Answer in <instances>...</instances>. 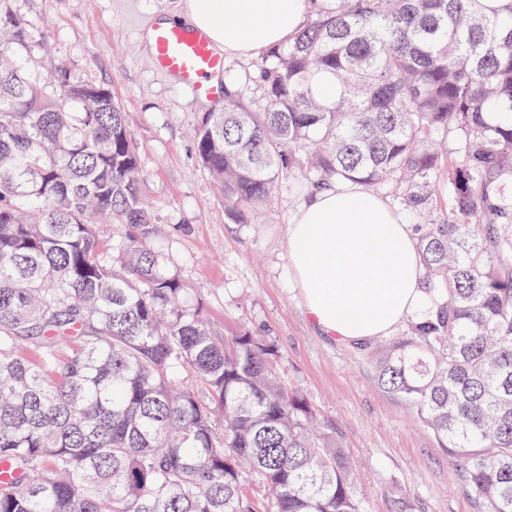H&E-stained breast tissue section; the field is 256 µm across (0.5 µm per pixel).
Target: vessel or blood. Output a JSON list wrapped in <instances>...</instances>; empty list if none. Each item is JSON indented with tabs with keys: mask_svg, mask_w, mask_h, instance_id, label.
<instances>
[{
	"mask_svg": "<svg viewBox=\"0 0 512 512\" xmlns=\"http://www.w3.org/2000/svg\"><path fill=\"white\" fill-rule=\"evenodd\" d=\"M152 61L175 75L191 96L208 100L219 87L216 79L224 70V55L200 30L179 25H159L151 34Z\"/></svg>",
	"mask_w": 512,
	"mask_h": 512,
	"instance_id": "obj_1",
	"label": "vessel or blood"
}]
</instances>
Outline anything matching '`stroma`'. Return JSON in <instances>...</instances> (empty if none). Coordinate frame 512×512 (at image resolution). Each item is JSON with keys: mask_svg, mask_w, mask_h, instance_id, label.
Returning <instances> with one entry per match:
<instances>
[{"mask_svg": "<svg viewBox=\"0 0 512 512\" xmlns=\"http://www.w3.org/2000/svg\"><path fill=\"white\" fill-rule=\"evenodd\" d=\"M181 0H12L35 38L33 75L66 61L74 80L108 88L136 145L142 194L164 228L159 247L218 336L247 330L270 346L272 369L335 423L357 464L363 512H481L455 462L438 448L411 404L374 381L350 345L323 336L306 318L292 280L286 227L309 198L281 174L269 202L228 219L203 171L192 132L222 101L189 96L154 67L147 32Z\"/></svg>", "mask_w": 512, "mask_h": 512, "instance_id": "35a3bbf8", "label": "stroma"}]
</instances>
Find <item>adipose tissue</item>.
Masks as SVG:
<instances>
[{
	"mask_svg": "<svg viewBox=\"0 0 512 512\" xmlns=\"http://www.w3.org/2000/svg\"><path fill=\"white\" fill-rule=\"evenodd\" d=\"M182 2L158 23L202 30L229 56L284 44L306 20V0ZM286 250L308 320L334 341L391 335L430 306L412 226L362 185L316 193L289 224Z\"/></svg>",
	"mask_w": 512,
	"mask_h": 512,
	"instance_id": "ef3b65f1",
	"label": "adipose tissue"
}]
</instances>
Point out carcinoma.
Segmentation results:
<instances>
[{"label": "carcinoma", "instance_id": "cac0c4a2", "mask_svg": "<svg viewBox=\"0 0 512 512\" xmlns=\"http://www.w3.org/2000/svg\"><path fill=\"white\" fill-rule=\"evenodd\" d=\"M2 32L0 512H361L335 426L167 270L111 92L64 61L31 75L10 0ZM194 143L231 217L285 167L411 214L429 311L356 349L484 512H512V0H309ZM102 222L128 226L115 260Z\"/></svg>", "mask_w": 512, "mask_h": 512}]
</instances>
